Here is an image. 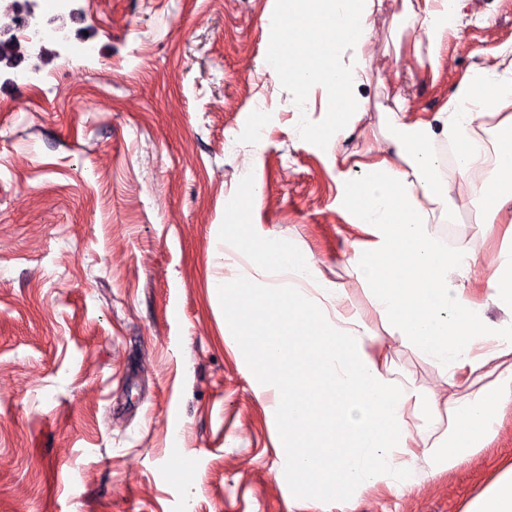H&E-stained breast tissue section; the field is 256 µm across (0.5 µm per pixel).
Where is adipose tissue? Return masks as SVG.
I'll return each instance as SVG.
<instances>
[{"label":"adipose tissue","instance_id":"ef3b65f1","mask_svg":"<svg viewBox=\"0 0 512 512\" xmlns=\"http://www.w3.org/2000/svg\"><path fill=\"white\" fill-rule=\"evenodd\" d=\"M383 0H278L280 23L266 67L300 90L324 87L346 115L337 138H348L366 110L357 92L372 68L367 46L369 19ZM459 0H423L407 18L427 45L420 66L436 68L440 49L457 33ZM350 51L349 65L314 54L318 43ZM491 68L475 69L447 104L431 117L399 123L394 159L366 163L364 186L340 183L339 198L355 223L372 228L374 242L356 247L357 272L372 288L381 318L395 333L444 365L448 385L449 451L429 445L425 454L437 470H452L497 432L501 402L512 397V335L491 333L478 309L452 276L468 265L466 256L443 250L432 226L434 211L423 200L449 195L450 183L402 167L417 145L453 139L459 172L474 174L481 158L470 134L477 115L512 107V44L499 47ZM497 173L480 182L489 213L512 205V148L499 150ZM263 251L292 279L274 286L259 279L221 285L225 324L239 344L256 352L265 386L274 388L281 408L283 447L293 477L311 474L319 499L333 500L349 487L394 476L395 454L413 437L405 411L413 395L384 372L378 338L355 317L320 320L324 302H343L345 291L322 281L310 260L286 241L269 239ZM450 316H442L443 308ZM471 395L459 397V383Z\"/></svg>","mask_w":512,"mask_h":512}]
</instances>
